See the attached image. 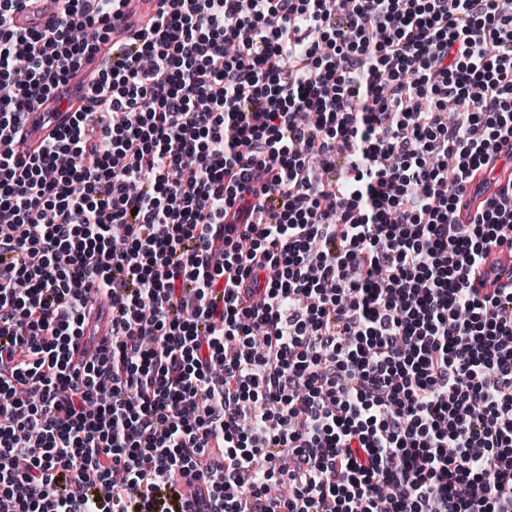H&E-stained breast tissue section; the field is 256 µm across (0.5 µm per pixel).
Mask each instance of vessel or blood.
Segmentation results:
<instances>
[{
    "label": "vessel or blood",
    "mask_w": 512,
    "mask_h": 512,
    "mask_svg": "<svg viewBox=\"0 0 512 512\" xmlns=\"http://www.w3.org/2000/svg\"><path fill=\"white\" fill-rule=\"evenodd\" d=\"M159 0H127V6L119 20L114 21L108 42L101 44L81 68L74 71L66 86L63 99H45L34 111L27 113L23 126V139L26 149L39 148L53 133L66 126L74 112L86 105L87 92L94 75L99 71L103 60L110 55L114 42L124 39L129 29L143 25L157 11ZM53 16L45 7L44 0H29L27 6L12 18L18 27L29 26L31 21L48 23ZM88 328L96 329L97 342L109 340L112 335V317L107 298L95 299L86 315Z\"/></svg>",
    "instance_id": "vessel-or-blood-1"
}]
</instances>
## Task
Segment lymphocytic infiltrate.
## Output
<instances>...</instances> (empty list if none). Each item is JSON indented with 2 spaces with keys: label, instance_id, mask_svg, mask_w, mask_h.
Returning <instances> with one entry per match:
<instances>
[{
  "label": "lymphocytic infiltrate",
  "instance_id": "lymphocytic-infiltrate-1",
  "mask_svg": "<svg viewBox=\"0 0 512 512\" xmlns=\"http://www.w3.org/2000/svg\"><path fill=\"white\" fill-rule=\"evenodd\" d=\"M160 2L27 155L0 0V512H512V0ZM87 330L98 326L96 344L109 340L112 336V316L110 315L109 300L105 297L95 299L86 315Z\"/></svg>",
  "mask_w": 512,
  "mask_h": 512
}]
</instances>
